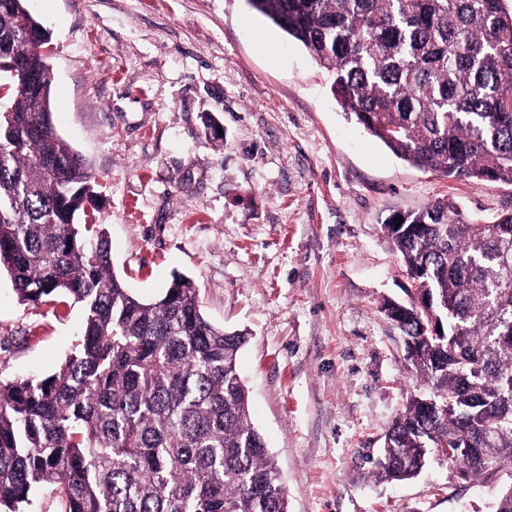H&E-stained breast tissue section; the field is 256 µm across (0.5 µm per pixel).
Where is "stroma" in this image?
<instances>
[{"mask_svg":"<svg viewBox=\"0 0 512 512\" xmlns=\"http://www.w3.org/2000/svg\"><path fill=\"white\" fill-rule=\"evenodd\" d=\"M50 32L53 123L98 181L88 213L145 299L192 279L208 320L249 333L251 419L289 512H494L502 474L434 459L372 475L417 381L383 303L415 293L384 229L448 200L489 221L512 184L411 166L334 100L329 72L247 0H29ZM221 133L203 126L204 115ZM80 305L23 303L0 272V380L56 373Z\"/></svg>","mask_w":512,"mask_h":512,"instance_id":"1","label":"stroma"}]
</instances>
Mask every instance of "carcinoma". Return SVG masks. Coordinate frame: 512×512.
I'll return each mask as SVG.
<instances>
[{
  "label": "carcinoma",
  "mask_w": 512,
  "mask_h": 512,
  "mask_svg": "<svg viewBox=\"0 0 512 512\" xmlns=\"http://www.w3.org/2000/svg\"><path fill=\"white\" fill-rule=\"evenodd\" d=\"M27 0H0V57L41 55ZM333 75L344 113L419 169L512 183V9L505 0H247ZM0 109V268L23 302L81 304L79 341L46 378L0 381V512L51 489L62 512H288L237 371L247 332L206 318L186 276L146 301L77 222L94 176L52 123V83L12 76ZM385 225L416 297L385 304L410 396L374 474L430 454L466 479L512 474V212L448 201Z\"/></svg>",
  "instance_id": "carcinoma-1"
}]
</instances>
